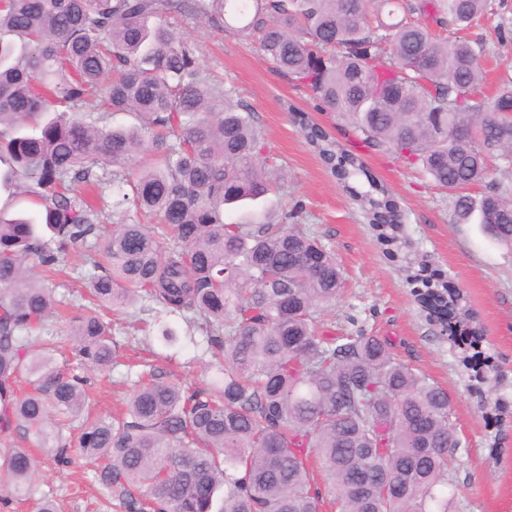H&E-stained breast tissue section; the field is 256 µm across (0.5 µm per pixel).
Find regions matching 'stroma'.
I'll list each match as a JSON object with an SVG mask.
<instances>
[{
    "label": "stroma",
    "instance_id": "stroma-1",
    "mask_svg": "<svg viewBox=\"0 0 512 512\" xmlns=\"http://www.w3.org/2000/svg\"><path fill=\"white\" fill-rule=\"evenodd\" d=\"M495 19L465 30L488 55L482 90L493 94L504 74H512V39L500 41ZM180 35L197 49L202 76L231 90L232 104L245 105L265 142L269 165L282 175L280 189L265 200L231 211L249 222L301 210V227L334 253L345 279L330 319L336 329L362 328L386 339L404 363L442 386L450 398V420L462 446L453 463L455 512H512V250L498 244L476 220H459L453 197L428 182L394 154L373 150L356 138L349 124L321 111L312 93L278 74L255 39L219 31L207 23L178 22ZM321 125L338 148L360 156L397 201L403 222L393 244H384L364 211L305 139L294 112ZM436 275L460 292L482 331L481 349L498 375L480 383L464 363L469 350L441 336L423 310L417 276ZM118 341L109 375L91 374L89 396L98 415H107L133 390L130 366L154 361L182 385L197 387L219 379L201 363L203 340L186 322L168 317L178 335L166 343L157 332L132 333L128 321L151 320L147 301L109 313ZM94 463L60 467L43 460L35 488L57 499L62 512H94L100 489Z\"/></svg>",
    "mask_w": 512,
    "mask_h": 512
}]
</instances>
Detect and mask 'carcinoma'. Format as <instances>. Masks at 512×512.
<instances>
[{
	"label": "carcinoma",
	"mask_w": 512,
	"mask_h": 512,
	"mask_svg": "<svg viewBox=\"0 0 512 512\" xmlns=\"http://www.w3.org/2000/svg\"><path fill=\"white\" fill-rule=\"evenodd\" d=\"M0 0V162L42 207L0 217V507L34 494L36 457L16 443L35 434L54 460L100 463L96 480L122 512H321L322 472L339 512H453L449 463L461 447L448 393L363 329L321 330L343 288L332 251L288 217L239 224L226 209L278 187L265 144L232 91L201 77L196 51L171 26L205 20L257 39L278 73L312 91L475 211L512 249V76L481 91L482 51L458 36L493 13L492 0ZM132 112L138 125L104 128ZM369 223L397 229L388 190L327 131L297 117ZM117 188L111 215L98 205ZM483 185L473 204L464 190ZM107 229L99 274L86 261L88 305L63 323L74 360L57 364L46 317L59 301L32 269ZM419 293L429 315L460 306L439 281ZM138 299L155 321L193 323L217 383L193 389L141 374L125 409L91 416L88 372L116 357L104 313ZM82 420L77 440L64 436Z\"/></svg>",
	"instance_id": "obj_1"
}]
</instances>
